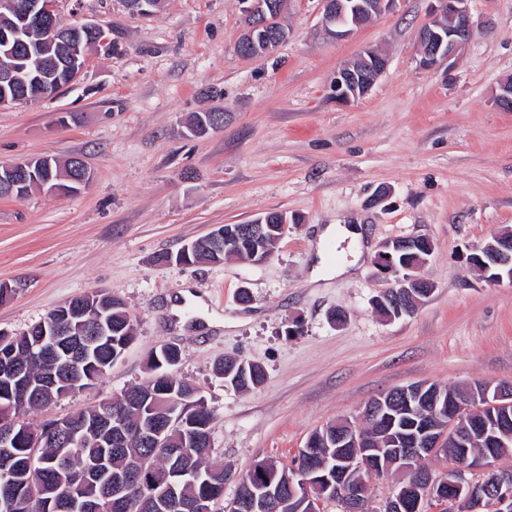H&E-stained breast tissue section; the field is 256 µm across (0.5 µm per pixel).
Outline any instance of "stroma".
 I'll use <instances>...</instances> for the list:
<instances>
[{"label":"stroma","mask_w":512,"mask_h":512,"mask_svg":"<svg viewBox=\"0 0 512 512\" xmlns=\"http://www.w3.org/2000/svg\"><path fill=\"white\" fill-rule=\"evenodd\" d=\"M434 7L398 0L334 40L322 0H287V41L244 58L238 0H164L147 18L124 0H56L62 23L118 27L121 50L91 52L55 97L0 109V163L76 156L90 172L75 195L0 197V282L18 288L0 304V331L102 291L125 304L135 339L96 383L26 422L145 383L151 351L177 345L179 376L216 416L229 502L253 464L290 465L314 430L359 422L388 390L512 384V283L487 282L469 261L473 245L512 229V112L493 100L512 78V0H471L462 57L423 71L419 30ZM367 48L388 57L386 72L337 104V70ZM209 108L223 110V129L190 135ZM272 211L301 221L262 264L157 260ZM351 226L354 242L340 235ZM416 236L433 244L423 275L435 289L414 315L385 320L372 305L386 286L375 257ZM227 356L261 365L263 383L226 386L215 367Z\"/></svg>","instance_id":"35a3bbf8"}]
</instances>
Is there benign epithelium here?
<instances>
[{"instance_id":"7a95c632","label":"benign epithelium","mask_w":512,"mask_h":512,"mask_svg":"<svg viewBox=\"0 0 512 512\" xmlns=\"http://www.w3.org/2000/svg\"><path fill=\"white\" fill-rule=\"evenodd\" d=\"M242 4L243 32L240 42L247 49L255 45L254 34L261 25L251 23L258 16L274 12L279 5L277 0H240ZM399 0H323V26L327 35L333 39L349 36L353 28L343 21L345 14L352 10L363 12L373 18L396 7ZM439 8L435 10L432 21L425 25L419 34L422 50L418 59L421 70L437 69L442 63L458 58L464 50L472 31V20L468 8L469 0H437ZM22 34L36 37L33 45L42 42H63L70 46L72 79L80 77L87 60L82 44L83 36L97 37L95 46L105 52H112V29L98 22H79L62 26L56 17V0H0V41L10 44V39ZM33 62L37 72L49 71L58 66L54 57H33L32 51L26 56H19L13 49L0 51V108L32 102L40 98L38 93L21 95L8 91L15 87L18 75L27 67L21 63ZM388 59L373 50H366L353 62L341 67L333 85L336 102L346 104L353 99L363 97L370 92L377 80L386 71ZM495 104L505 112H512V81L501 84L494 96ZM50 164L43 159H27L5 164V175H0V184L19 191L24 195L22 186L26 179L38 181L37 174L44 173ZM267 225L265 217L260 216L236 229L241 238L254 239L264 232ZM420 247L427 256L418 257L412 263L395 262V253ZM432 243L421 237H402L383 243L377 255V265L389 276V286L381 292L386 295L389 290H398L410 301L409 312H414L419 298L433 291L432 284L426 280L421 271L432 255ZM472 263L486 273V279L499 282L505 278L512 280V232L497 234L473 247L470 256ZM60 335L58 325L52 331H43L40 342L30 347L31 354L54 356L58 354V345L54 337ZM3 370L17 387L23 391L13 407L17 411L16 420H21L27 405L31 387L23 379L24 370L16 363L3 361ZM425 385H411L391 391V397L402 399L417 421L416 433L407 442V447L394 446L386 449L385 456H379L372 448L362 445L353 425L349 424L342 432L336 434L340 442L355 445L354 453L348 465L338 468L332 476L324 477V485L331 490L333 497L339 501L342 512H363L367 497L368 478L382 472L383 466L397 467V471L407 476V481L397 486L393 495L384 505L385 512H401L403 502L411 501L412 512H449L451 506L462 499L475 496L472 476L490 474L492 484L486 487V498L492 512H512V471L504 472L497 468L496 452L483 455L463 454L460 463L452 471L434 474L421 467V462L438 456L448 446L466 447L468 436L477 435L494 448L507 447L503 437L507 436V420L487 419L481 405H464L458 407L456 415L447 425L439 424L442 408L435 399L423 396ZM315 468L294 471L285 477V486L294 497L305 493L307 499H313L312 489L318 487L313 474Z\"/></svg>"}]
</instances>
